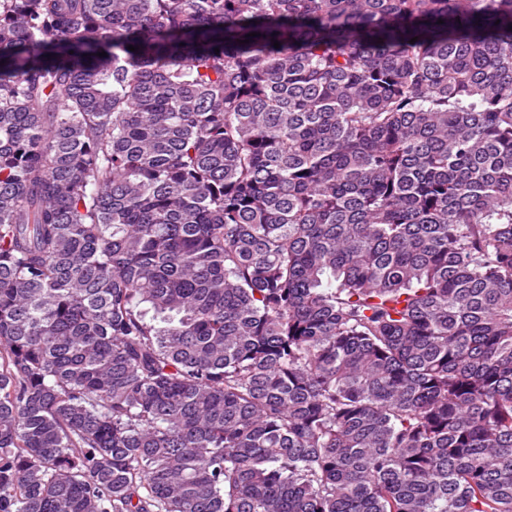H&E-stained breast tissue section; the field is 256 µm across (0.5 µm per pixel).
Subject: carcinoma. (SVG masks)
<instances>
[{
  "label": "carcinoma",
  "instance_id": "carcinoma-1",
  "mask_svg": "<svg viewBox=\"0 0 512 512\" xmlns=\"http://www.w3.org/2000/svg\"><path fill=\"white\" fill-rule=\"evenodd\" d=\"M511 25L0 0V512H512Z\"/></svg>",
  "mask_w": 512,
  "mask_h": 512
}]
</instances>
